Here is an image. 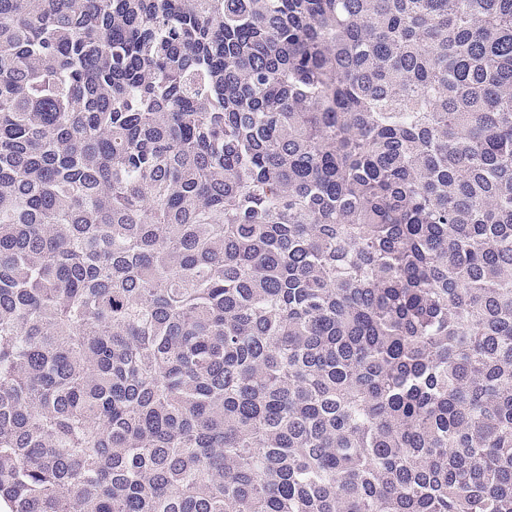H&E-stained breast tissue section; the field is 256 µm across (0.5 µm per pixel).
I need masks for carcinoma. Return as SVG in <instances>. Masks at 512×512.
I'll return each mask as SVG.
<instances>
[{
    "instance_id": "carcinoma-1",
    "label": "carcinoma",
    "mask_w": 512,
    "mask_h": 512,
    "mask_svg": "<svg viewBox=\"0 0 512 512\" xmlns=\"http://www.w3.org/2000/svg\"><path fill=\"white\" fill-rule=\"evenodd\" d=\"M512 512V0H0V509Z\"/></svg>"
}]
</instances>
